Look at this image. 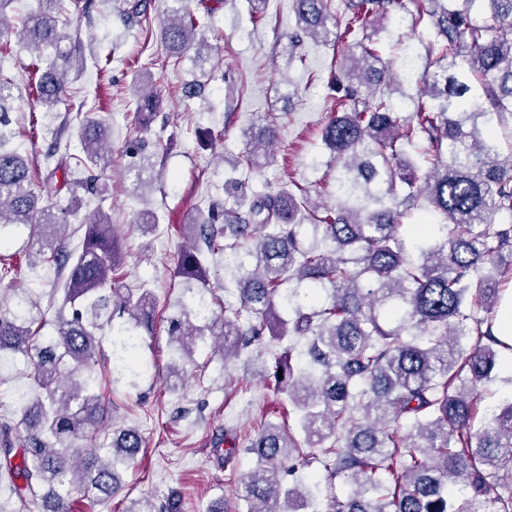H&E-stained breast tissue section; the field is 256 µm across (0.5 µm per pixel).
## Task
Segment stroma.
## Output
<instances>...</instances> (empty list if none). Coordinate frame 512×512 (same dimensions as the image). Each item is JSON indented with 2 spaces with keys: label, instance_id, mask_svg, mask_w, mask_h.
<instances>
[{
  "label": "stroma",
  "instance_id": "stroma-1",
  "mask_svg": "<svg viewBox=\"0 0 512 512\" xmlns=\"http://www.w3.org/2000/svg\"><path fill=\"white\" fill-rule=\"evenodd\" d=\"M77 54L84 61L73 94L53 111L36 106L26 90L16 93L11 114L13 142L33 165L43 163L49 133L64 127L69 151L81 154L77 113H100L110 127L111 151L103 179L109 196L103 209L110 215L125 252L127 281L148 282L158 301L175 305L185 288L175 276L183 242L175 232L190 223L194 206L205 193H219L227 178L245 182L253 191L298 182L329 196L335 173L333 154L322 141L332 92L327 83L336 70L332 45L305 42L290 49L288 34L296 27L290 0H268L261 19H254L249 0H224L205 35L214 52L207 66L209 84L203 97L182 92L193 65L167 62L159 41L144 42L136 25H127L112 12L108 0H75L70 7ZM373 40L383 60L410 52L413 63L392 82L390 96L398 112L413 111L425 77V46L434 38L428 24L413 25L408 14L374 25ZM150 71L167 121L157 175L145 194H137L126 175V142L134 126L132 84L136 72ZM278 118V147L274 162L257 170L231 169L245 147L243 131L261 123L266 114ZM152 208L159 217L157 235H143L137 214ZM254 259L244 251L228 250L209 265V285L216 293L233 286ZM141 356L149 370L136 387L116 385L110 395V427L138 428L143 446L122 471L123 488L110 508L97 502H77L75 512H124L130 501L146 496L179 499L180 512H203L229 498L236 476L255 466L253 458L237 456L224 466L212 439L224 430H255L261 421L289 423L296 418L278 414L287 404L258 372L257 365L224 364L220 352L197 356L187 365L194 379L178 392H169L164 376L171 361L165 324L144 337ZM483 400L473 420L480 430L491 422L492 410L512 400V372L496 365L490 379L478 385Z\"/></svg>",
  "mask_w": 512,
  "mask_h": 512
}]
</instances>
